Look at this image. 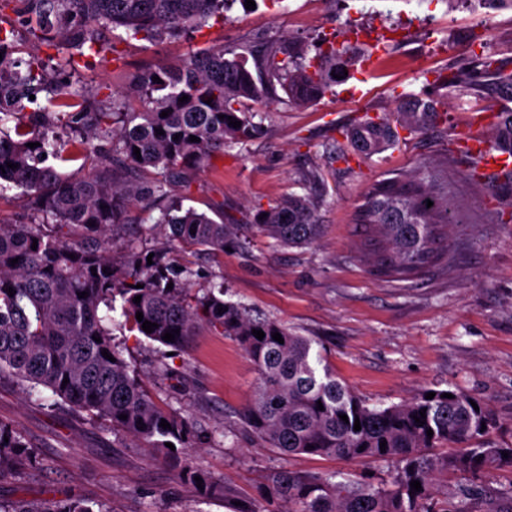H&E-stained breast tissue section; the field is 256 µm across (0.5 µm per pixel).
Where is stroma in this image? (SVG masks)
I'll list each match as a JSON object with an SVG mask.
<instances>
[{
  "mask_svg": "<svg viewBox=\"0 0 512 512\" xmlns=\"http://www.w3.org/2000/svg\"><path fill=\"white\" fill-rule=\"evenodd\" d=\"M244 2L234 0L222 22L190 36L122 44V61L92 59L79 78L104 100L156 63L260 39L298 41L312 55L319 43H332L347 77L315 103L294 104L282 93L261 106L260 134L214 153L192 171L189 190L131 204L117 244L163 243L155 221L173 202L224 220L233 227L226 252L190 257L193 293L223 284L225 300L311 338L337 380L369 406L399 404L428 388L464 391L489 405L498 440L512 445V183L502 175L474 178V159L455 146L472 113L510 109L512 101L442 84L480 51L512 70V9L492 12L485 30L474 0H254L250 10ZM409 94L433 99L447 124L365 160L334 159L342 127L392 112ZM424 163L442 171L458 218L448 229L453 263L390 281L357 251L355 207L374 182L419 175ZM291 193L309 195L317 207L323 233L315 244L284 247L250 227L257 207ZM113 335L153 399L190 422L185 458L193 470L224 477L246 496L279 468L390 479L389 461L286 457L245 432L242 411L256 371L222 331L200 326L175 352L120 329ZM0 420L48 463L28 480H1L0 498L70 495L112 512H231L177 480L162 455L47 394L1 382Z\"/></svg>",
  "mask_w": 512,
  "mask_h": 512,
  "instance_id": "obj_1",
  "label": "stroma"
}]
</instances>
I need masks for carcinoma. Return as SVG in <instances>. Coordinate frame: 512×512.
Wrapping results in <instances>:
<instances>
[{
  "label": "carcinoma",
  "instance_id": "carcinoma-1",
  "mask_svg": "<svg viewBox=\"0 0 512 512\" xmlns=\"http://www.w3.org/2000/svg\"><path fill=\"white\" fill-rule=\"evenodd\" d=\"M229 3L0 0V14H26L27 32L61 55L16 57L19 32L0 26V198L15 186L29 201L26 215L13 223L0 222V381H15L29 394L44 389L55 397V404L83 419L107 421L112 430L173 456L165 443H183L189 423L157 405L142 387L112 330L103 324L102 310L121 307L120 329L174 350L205 324L234 337L254 365V394L243 413L245 429L253 437L285 456L387 460L396 467L387 484L363 477L340 480L336 472L281 468L257 497L243 496L226 480L205 474L200 475V489L196 473L183 471L182 478L200 496L221 498L233 512H512V484L507 490L490 491L484 481L494 469L512 468V447L495 438L497 419L487 404L478 400L475 409L470 395L454 391V398H444V389L428 399L426 389L400 404L371 408L321 366L323 357L308 337L277 321L250 316L225 301L222 288L192 294L178 280L167 247L132 242L120 256L112 254L113 231L124 223L127 203L166 196L170 187L188 182V171L201 167L212 151L259 133L257 112L247 110V103H265L277 95L278 87L295 103H313L336 84L333 75L343 73L332 46L307 61L299 44L261 42L239 50L213 46L137 75L141 97L152 104L143 111L121 95L108 102L92 101L74 80L75 58L119 53L116 43L106 40V30L120 29L128 40L176 39L211 19L224 21ZM155 76L161 82H155ZM445 84H463L475 92L493 86L499 94L512 96V72L481 55L475 56L472 68L451 74ZM41 91L64 96L60 106L69 109L67 120L38 106L24 124L6 128L16 111L31 102L29 96ZM185 95L188 100L179 101ZM207 99L211 103H205ZM164 111L168 116H161ZM230 116L241 126L230 125ZM447 117L433 103L410 97L388 115L365 114L343 129L347 150L340 157L370 158L397 144L399 130L424 134L446 123ZM158 129L163 134L156 133ZM192 135L199 141H189ZM35 142L39 146L28 147ZM491 143L512 155V111L497 113ZM78 161L81 171L74 176L56 167L58 162ZM9 162L16 168L7 167ZM444 189L441 171L425 165L419 178L398 175L374 183L364 193L355 220L365 229L363 255L377 275L410 280L439 260L438 241L454 223ZM156 225L167 240L191 254L222 252L230 235L227 225L177 203L160 211ZM253 227L286 246L311 245L321 233L313 202L296 194L258 207ZM15 258L18 263L13 265ZM81 292L88 296L78 297ZM138 312L158 328L145 332ZM176 329L174 341L163 340ZM254 329L265 337L257 339ZM276 332L284 343L272 338ZM104 350L115 361L103 357ZM65 378L69 383L64 386ZM422 411L426 418L420 425L414 417ZM122 414L127 419H120ZM163 419L171 428L160 426ZM357 419L359 431L354 430ZM448 444L457 449L431 453ZM504 452L508 457H502ZM42 469L39 454L0 421V480L23 479ZM450 472L468 481L454 498L439 484V476ZM415 480L422 490L411 489ZM275 502L282 508H266ZM0 512L110 510L79 498H0Z\"/></svg>",
  "mask_w": 512,
  "mask_h": 512
}]
</instances>
